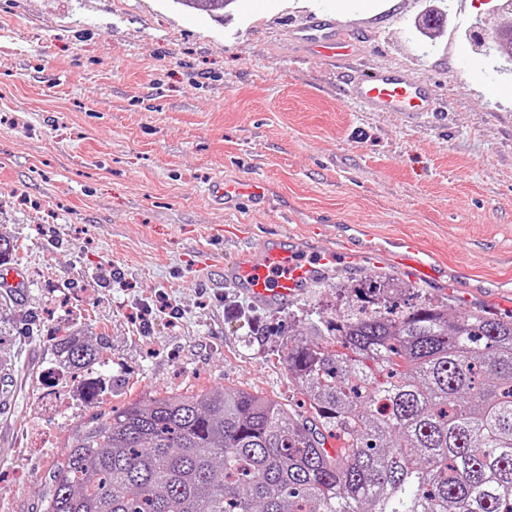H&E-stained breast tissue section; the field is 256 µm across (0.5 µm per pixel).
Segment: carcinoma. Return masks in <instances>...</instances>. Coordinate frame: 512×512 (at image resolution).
Listing matches in <instances>:
<instances>
[{"label": "carcinoma", "instance_id": "carcinoma-1", "mask_svg": "<svg viewBox=\"0 0 512 512\" xmlns=\"http://www.w3.org/2000/svg\"><path fill=\"white\" fill-rule=\"evenodd\" d=\"M177 2L219 18L234 0ZM391 291L288 335L306 412L247 389L135 400L76 434L44 512H512V320L397 311ZM13 311L1 297L3 387ZM104 349L80 329L53 356L79 371Z\"/></svg>", "mask_w": 512, "mask_h": 512}]
</instances>
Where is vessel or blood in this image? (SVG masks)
I'll return each mask as SVG.
<instances>
[{
	"mask_svg": "<svg viewBox=\"0 0 512 512\" xmlns=\"http://www.w3.org/2000/svg\"><path fill=\"white\" fill-rule=\"evenodd\" d=\"M293 39L304 52L331 60L353 56L357 42L352 31L336 29L316 17L304 28L295 30ZM349 94L367 111L398 112L413 120L438 109L434 87L413 81L402 67L358 70L350 81ZM210 193L218 204L236 209L256 204L264 190L257 181L221 180L212 185ZM338 261L335 250L306 258L298 256L287 239L268 237L225 264L224 281L257 302L277 306L293 299ZM396 263L400 271L422 283L432 282L436 276L434 266L423 260L410 244L399 251Z\"/></svg>",
	"mask_w": 512,
	"mask_h": 512,
	"instance_id": "b4317fda",
	"label": "vessel or blood"
}]
</instances>
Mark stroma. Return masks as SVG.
Returning <instances> with one entry per match:
<instances>
[{
  "label": "stroma",
  "instance_id": "1",
  "mask_svg": "<svg viewBox=\"0 0 512 512\" xmlns=\"http://www.w3.org/2000/svg\"><path fill=\"white\" fill-rule=\"evenodd\" d=\"M314 15L359 33V55L299 53L287 32ZM510 25L500 0H237L221 19L174 0H0V236L18 244L0 277L23 284L0 512H42L73 437L137 399L241 388L299 408L288 331L380 276L408 303L512 318V73L491 39ZM394 66L435 84L440 111L411 123L348 96L355 70ZM251 178L265 204L212 201L213 181ZM276 234L360 260L262 305L224 264ZM403 242L438 281L394 269ZM74 323L108 348L61 376L52 345Z\"/></svg>",
  "mask_w": 512,
  "mask_h": 512
}]
</instances>
